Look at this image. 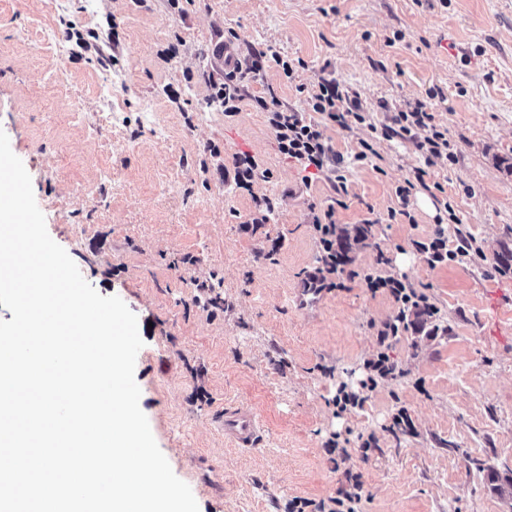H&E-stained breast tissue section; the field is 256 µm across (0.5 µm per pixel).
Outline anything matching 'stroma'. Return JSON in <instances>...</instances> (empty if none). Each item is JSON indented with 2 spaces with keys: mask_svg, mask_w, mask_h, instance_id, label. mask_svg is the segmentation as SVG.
<instances>
[{
  "mask_svg": "<svg viewBox=\"0 0 512 512\" xmlns=\"http://www.w3.org/2000/svg\"><path fill=\"white\" fill-rule=\"evenodd\" d=\"M69 23L102 33L99 51L78 53ZM231 33L238 56L262 42L305 62L289 79L266 64L253 94L274 89L302 112L299 86L325 77L370 114L348 130L321 125L346 161L336 224L369 232L351 243L340 287L307 305L311 211L330 204L336 174L303 183L266 113L247 100L232 117L208 105L200 74ZM172 45L176 57L161 60ZM168 86L182 88L179 103ZM419 100L454 159L374 138L372 126ZM0 130L50 237L137 316L140 408L199 512H288L293 499L350 490L353 476L361 512H512V343L488 334L486 308L497 295L498 327L512 333V265L500 262L512 252V0H193L182 17L168 0H0ZM371 139L378 166L354 164ZM243 153L269 172L250 195L231 177ZM416 167L426 186L401 204L395 188ZM263 197L277 209L248 229ZM439 226L472 236L473 253L430 267L412 243ZM367 272L406 276L436 321L380 340L398 307L367 288ZM196 280L214 304L195 301ZM381 352L395 373L336 415L337 384L359 391ZM238 404L265 424L257 447L224 439V409ZM401 413L409 422L395 425ZM336 433L346 457L326 446Z\"/></svg>",
  "mask_w": 512,
  "mask_h": 512,
  "instance_id": "35a3bbf8",
  "label": "stroma"
}]
</instances>
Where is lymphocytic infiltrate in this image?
<instances>
[{"label": "lymphocytic infiltrate", "instance_id": "f902f5d3", "mask_svg": "<svg viewBox=\"0 0 512 512\" xmlns=\"http://www.w3.org/2000/svg\"><path fill=\"white\" fill-rule=\"evenodd\" d=\"M273 62L282 69L285 76H292L296 68L293 59L267 49L253 50L249 57L235 60L232 67L223 74H205L204 80L209 88L210 105L234 115L240 110V104L248 97L246 79L256 77L266 62ZM256 107L270 115V125L275 133L278 148L283 155L294 159L301 169L316 168L324 170L336 166L340 156L333 152L325 142L319 127V118H326L340 128L349 129L353 125L363 124L367 115L356 95L340 89L332 80L318 83L316 89L308 91L307 113L288 109L276 96L268 93L253 98ZM434 116L427 112L424 102H416L412 110L398 112L391 124L382 126L380 135L387 140H416V129H426L423 141H416L418 149L426 156H441L451 151L446 132L433 123ZM313 230L320 253V263L309 273L304 282L308 288H330L334 280L342 274L348 261V238L338 234L334 209H327L323 216L314 217ZM416 252L424 257L429 266H437L468 257L472 249L471 239L458 238L455 248H448L443 230H436L433 238L415 242ZM370 290H388L398 305L399 312L392 322L384 326V335L396 336L408 330L409 317L433 316L435 307L429 304L425 295L415 291L406 277L368 274L364 277Z\"/></svg>", "mask_w": 512, "mask_h": 512}]
</instances>
